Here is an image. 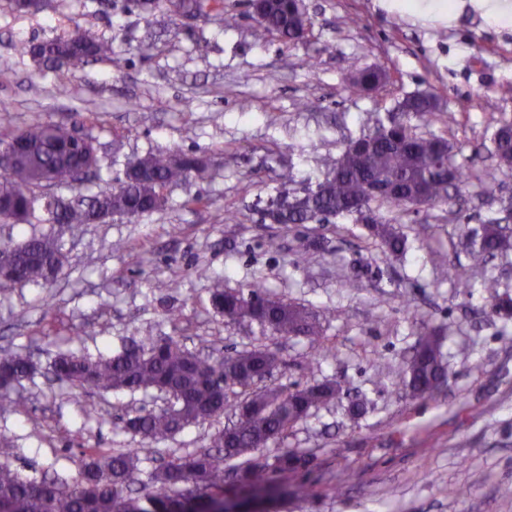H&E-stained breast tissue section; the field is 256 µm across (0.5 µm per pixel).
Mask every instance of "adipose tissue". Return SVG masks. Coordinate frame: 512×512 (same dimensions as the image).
Returning a JSON list of instances; mask_svg holds the SVG:
<instances>
[{"label":"adipose tissue","mask_w":512,"mask_h":512,"mask_svg":"<svg viewBox=\"0 0 512 512\" xmlns=\"http://www.w3.org/2000/svg\"><path fill=\"white\" fill-rule=\"evenodd\" d=\"M379 5L389 13L446 26L453 25L468 5L488 25L512 30V0H380Z\"/></svg>","instance_id":"ef3b65f1"}]
</instances>
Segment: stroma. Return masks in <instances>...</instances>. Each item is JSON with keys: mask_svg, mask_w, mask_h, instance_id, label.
I'll return each mask as SVG.
<instances>
[{"mask_svg": "<svg viewBox=\"0 0 512 512\" xmlns=\"http://www.w3.org/2000/svg\"><path fill=\"white\" fill-rule=\"evenodd\" d=\"M314 22L307 41L264 33L247 0H224L238 23L212 17L186 24L161 10L144 15L134 0H47L17 13L0 0V109L14 126L34 116L59 121L81 113L107 165L82 195L106 190L127 163L163 147L207 158L204 177L171 188L166 207L134 221L100 224L0 223V240L54 235L63 274L0 295V347L30 352L40 374L23 381L21 401L0 412V434L14 442L11 463L33 477L75 474L89 448H137L157 462L211 450L231 412L153 444L121 429L120 417L151 407L152 392H93L85 400L45 375L70 350L115 354L134 341L170 337L214 356L265 348L282 360L273 386L332 382L336 399L277 440L308 455L310 466L269 476L263 512H512V321L490 316L480 283L499 279L512 294V253L474 268L462 234L501 210L478 180L463 201L397 214L407 238L402 258L353 218L327 224H263L254 206L283 182L299 190L324 179L342 142L370 115L388 118L399 101L430 92L455 118L433 125L454 160L472 171L491 162L492 137L512 120V33L464 9L453 26L422 25L390 14L379 0H304ZM112 43L111 59L74 72L41 69L23 45L54 39L74 26ZM314 58L315 69L304 61ZM379 65L377 90L349 86ZM205 198L185 206L188 196ZM277 240L270 249L269 240ZM316 246L314 262L300 254ZM468 277L450 281L447 267ZM236 289L261 281L266 291L326 314L319 339L283 337L258 325L228 323L209 305L215 279ZM447 329L446 390L407 396L402 369L426 327ZM368 401L351 419L355 398ZM92 414H85V407ZM346 479L347 491L333 486ZM311 483L309 498L284 491Z\"/></svg>", "mask_w": 512, "mask_h": 512, "instance_id": "35a3bbf8", "label": "stroma"}]
</instances>
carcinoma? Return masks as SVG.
Returning <instances> with one entry per match:
<instances>
[{"instance_id": "carcinoma-1", "label": "carcinoma", "mask_w": 512, "mask_h": 512, "mask_svg": "<svg viewBox=\"0 0 512 512\" xmlns=\"http://www.w3.org/2000/svg\"><path fill=\"white\" fill-rule=\"evenodd\" d=\"M177 12L213 16L229 28L237 16L224 12V0H174ZM256 22L263 32L275 34L288 43L307 39L313 21L300 0H274ZM23 53L39 67H66L73 71L92 60L112 59V43L97 31L77 27L54 40L33 43ZM380 67L366 68L354 76L351 86L370 90L381 84ZM397 110L403 118L388 122L375 118L372 129L346 141L330 173L314 188H305L287 199L277 198L261 211V222L278 224H327L337 217H353L369 235L378 240L389 257L406 252V239L393 220L382 216L378 207L399 213L415 212V193H424L421 205L434 208L447 202L450 191H459L469 180L466 170L455 164L448 141L442 135H419L410 124L416 119L426 125L443 123L447 113L426 98L414 94L403 99ZM81 115L70 121L32 119L15 127L9 113L0 114V148L16 140L27 150L15 160L0 163V209L13 221L29 223L38 207L44 206L41 178L62 191L72 187L77 171L92 170L99 176L103 167L95 139L78 134ZM512 125L503 122L493 137V162L477 175L486 189L500 187L499 174L512 170ZM206 170L204 160L194 154L168 148L148 152L123 175L112 179V190L80 196L66 202L57 200L51 224H96L114 214L137 219L161 210L167 190L187 184ZM385 183L391 192L371 198L368 187ZM508 217H490L475 229L464 231L471 245L474 265L484 264L498 253L512 250V233L504 222ZM21 268L22 278L0 277V294L22 283H37L62 273L65 256L56 238L42 234L19 244L0 243V258ZM489 294L490 314L512 317V297L498 291L494 278L483 280ZM210 305L231 323H255L263 331L279 336L318 337L325 316L291 302L269 296L259 283L247 288L228 289L217 279L210 289ZM443 333L428 329L421 336L414 355L405 362L403 380L408 394L426 399L439 393L447 383L448 367L443 359ZM281 360L272 351L256 348L213 357L192 351L168 338L150 340L114 355L91 357L71 351L59 352L52 362L59 380L85 391L135 392L169 388L179 397L178 411L143 408L120 418L123 429L155 442L224 413L227 389L238 386L247 393L234 407L235 421L213 437L215 451L185 453L147 471L144 493H133L135 474L141 458L136 450L118 449L91 454L82 461L78 474L67 479L56 475L37 479L13 468L9 457L13 441L0 435V512H187L186 490L191 486L206 493L224 489V476L236 484L257 489L269 473H296L307 463L306 456L284 449L273 454L262 443L287 434L309 412L336 398L330 383L283 391L275 387L254 388L253 376L272 373ZM34 367L33 358L22 352L0 357V411L18 405L17 387Z\"/></svg>"}]
</instances>
